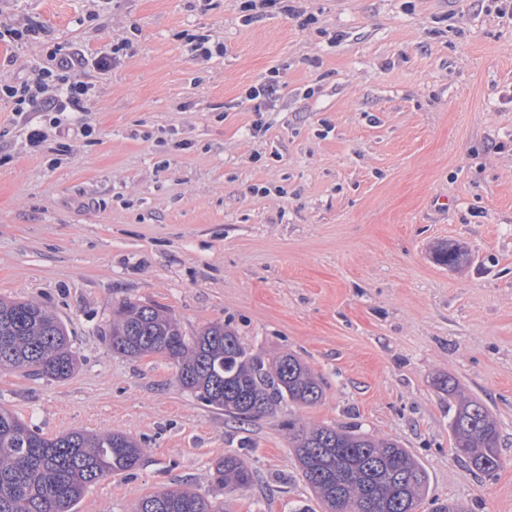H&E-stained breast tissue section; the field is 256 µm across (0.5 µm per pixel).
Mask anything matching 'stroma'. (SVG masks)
<instances>
[{
    "instance_id": "obj_1",
    "label": "stroma",
    "mask_w": 512,
    "mask_h": 512,
    "mask_svg": "<svg viewBox=\"0 0 512 512\" xmlns=\"http://www.w3.org/2000/svg\"><path fill=\"white\" fill-rule=\"evenodd\" d=\"M499 7L296 0L246 25L234 0H0V22L41 28L0 44L2 84L54 49L128 44L107 72L73 73L93 93L40 146L0 101V297L47 305L76 357L64 380L0 370V405L48 437L112 431L143 449L75 512H133L185 483L226 512H321L291 418L400 441L429 474L417 512L435 499L512 512V17ZM191 34L223 54L198 59ZM274 66L282 95L252 112L246 92ZM442 241L468 265L437 264ZM129 299L189 337L223 323L253 355L296 354L322 400L225 417L165 356L113 352L104 331ZM444 375L499 420L494 475L456 458ZM227 453L255 474L230 496L213 480Z\"/></svg>"
}]
</instances>
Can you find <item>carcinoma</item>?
Listing matches in <instances>:
<instances>
[{
	"label": "carcinoma",
	"instance_id": "cac0c4a2",
	"mask_svg": "<svg viewBox=\"0 0 512 512\" xmlns=\"http://www.w3.org/2000/svg\"><path fill=\"white\" fill-rule=\"evenodd\" d=\"M437 263L456 268L467 252L448 242L434 251ZM112 351L138 358L164 354L178 367L180 385L206 405L238 420L274 413L283 403L314 405L320 379L299 357L284 353L267 363L252 355L236 332L212 324L195 336L158 305L128 301L108 332ZM74 355L65 325L45 305L0 298V370L66 379ZM437 388L455 405L451 430L457 457L486 475L502 465L500 425L479 399L451 378ZM288 441L322 512H409L427 494L429 475L416 456L392 439L343 426L306 427L290 419ZM143 448L120 433L73 431L46 437L0 405V512H73L88 488L110 474L135 469ZM214 483L226 494L248 489L249 463L228 453L214 464ZM135 512H224L190 488L142 498Z\"/></svg>",
	"mask_w": 512,
	"mask_h": 512
}]
</instances>
